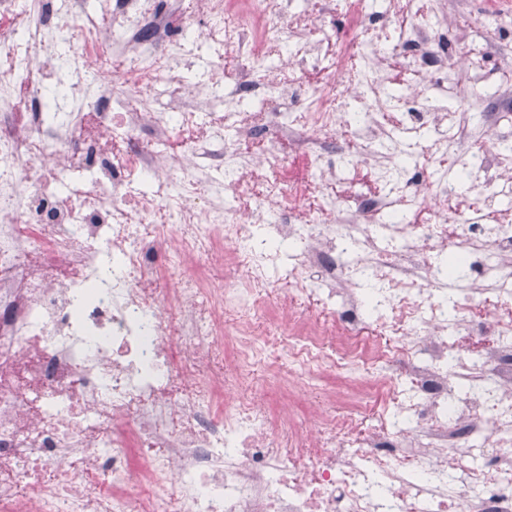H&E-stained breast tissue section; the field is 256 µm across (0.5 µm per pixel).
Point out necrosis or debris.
<instances>
[{"instance_id": "necrosis-or-debris-1", "label": "necrosis or debris", "mask_w": 512, "mask_h": 512, "mask_svg": "<svg viewBox=\"0 0 512 512\" xmlns=\"http://www.w3.org/2000/svg\"><path fill=\"white\" fill-rule=\"evenodd\" d=\"M27 4L0 0V512H512V214L482 207L512 203V108L482 51L417 0H346L319 41L293 0ZM397 14L400 92L370 28ZM346 127L376 195L323 192ZM424 152L454 162L415 185ZM328 370L385 405L308 434L249 392Z\"/></svg>"}]
</instances>
